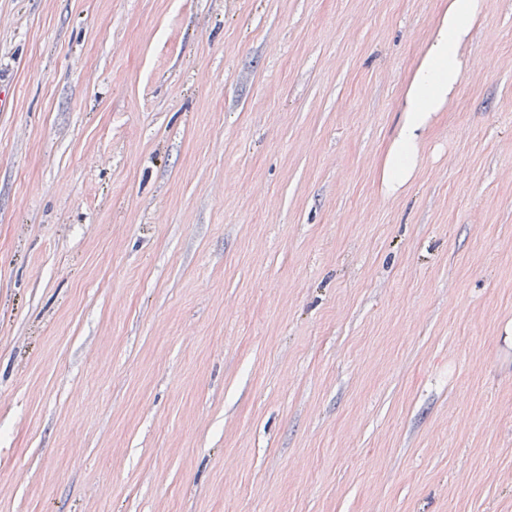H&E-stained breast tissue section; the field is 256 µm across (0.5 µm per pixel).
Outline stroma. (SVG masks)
<instances>
[{
    "mask_svg": "<svg viewBox=\"0 0 512 512\" xmlns=\"http://www.w3.org/2000/svg\"><path fill=\"white\" fill-rule=\"evenodd\" d=\"M447 0H0V512H512V0L380 190Z\"/></svg>",
    "mask_w": 512,
    "mask_h": 512,
    "instance_id": "stroma-1",
    "label": "stroma"
}]
</instances>
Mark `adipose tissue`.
Wrapping results in <instances>:
<instances>
[{
	"label": "adipose tissue",
	"mask_w": 512,
	"mask_h": 512,
	"mask_svg": "<svg viewBox=\"0 0 512 512\" xmlns=\"http://www.w3.org/2000/svg\"><path fill=\"white\" fill-rule=\"evenodd\" d=\"M486 6V0H448L436 18L402 92L399 128L380 170L385 196L397 195L420 168L424 133L437 113L446 111L464 78L462 48Z\"/></svg>",
	"instance_id": "ef3b65f1"
}]
</instances>
